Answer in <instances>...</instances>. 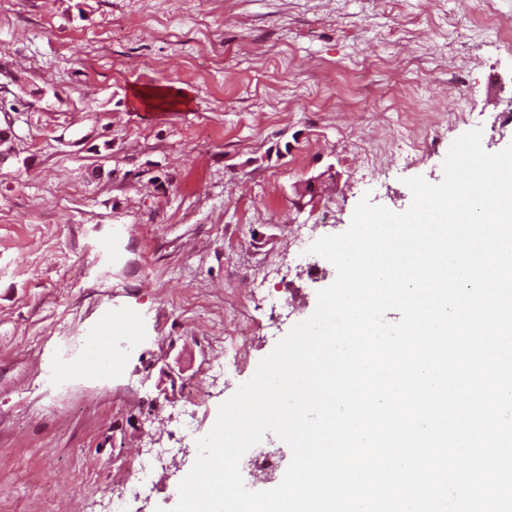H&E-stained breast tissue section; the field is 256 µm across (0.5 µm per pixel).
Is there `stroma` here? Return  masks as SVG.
<instances>
[{"label": "stroma", "mask_w": 512, "mask_h": 512, "mask_svg": "<svg viewBox=\"0 0 512 512\" xmlns=\"http://www.w3.org/2000/svg\"><path fill=\"white\" fill-rule=\"evenodd\" d=\"M477 2L0 0L25 101L0 165V512H101L160 447L126 512H170L220 404L335 281L309 245L362 197L405 211L462 134L512 143V48ZM107 315L129 345L99 379ZM178 453V449L175 448H160L156 456L150 460L144 461L138 470L128 474L126 477L128 494L133 497L147 494L150 490L148 474L163 470L167 463L173 460Z\"/></svg>", "instance_id": "1"}]
</instances>
